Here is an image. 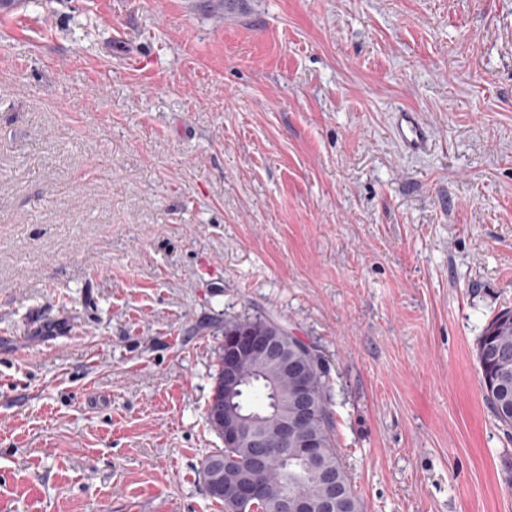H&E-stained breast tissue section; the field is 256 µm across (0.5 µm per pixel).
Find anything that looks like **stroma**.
<instances>
[{"instance_id": "1", "label": "stroma", "mask_w": 512, "mask_h": 512, "mask_svg": "<svg viewBox=\"0 0 512 512\" xmlns=\"http://www.w3.org/2000/svg\"><path fill=\"white\" fill-rule=\"evenodd\" d=\"M507 310L512 0L0 10V512H224L206 406L258 314L323 353L365 512H512ZM393 133L400 147L412 154L424 152L430 140L429 127L419 113L408 110L396 113ZM506 324L509 326L508 335L498 336V330ZM500 355H508L511 360L510 385L512 391V311H504L489 322L480 338L477 352L485 399L491 405L497 419L504 425L511 426L512 416L499 411L498 398L494 389H488L485 385L488 378L494 379L499 376L501 368L498 357Z\"/></svg>"}]
</instances>
